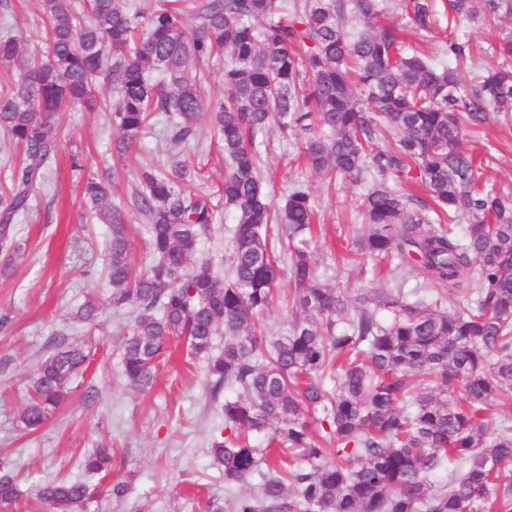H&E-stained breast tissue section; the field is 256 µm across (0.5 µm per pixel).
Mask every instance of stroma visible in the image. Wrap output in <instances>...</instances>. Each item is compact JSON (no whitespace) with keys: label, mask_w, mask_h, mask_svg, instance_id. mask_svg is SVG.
Masks as SVG:
<instances>
[{"label":"stroma","mask_w":512,"mask_h":512,"mask_svg":"<svg viewBox=\"0 0 512 512\" xmlns=\"http://www.w3.org/2000/svg\"><path fill=\"white\" fill-rule=\"evenodd\" d=\"M40 16V0H0V37L15 38L27 54L46 52ZM466 138L488 160L483 182L512 197V121L490 118ZM267 139L262 173L276 186L273 205L283 204L298 177L315 198L318 219L311 245L322 257L318 281L363 294L391 287L397 267L342 258L361 226L357 207L368 181L349 180L335 192H323L319 177L297 174L294 158L302 136L285 140L274 127ZM111 142L105 113L81 106L67 113L64 139L50 170L53 189L37 192L35 208L16 227L25 258L9 277L0 276V358L10 362L8 371L0 372V452L12 454L26 474L18 502L0 507V512H47L35 495L36 486L51 479L82 478L81 457L102 441L113 448L112 474L98 483L87 512H197L199 500L221 501L226 494L248 491L244 485L225 489L224 474L210 455V440L224 420L205 383V359L189 365L183 353H175L160 366L150 390L132 392L121 375V327L109 311L99 326L74 332L75 340L90 345L91 355L86 373L72 379L57 412L35 431L16 427L22 396L49 353L51 334L65 328L85 294L108 290L103 262L108 228L84 223L83 176L71 171L68 157L71 151L83 152L90 159L88 172L97 173L112 163ZM163 148L161 140L150 137L127 154L124 173L112 186L114 203L128 204L143 158ZM115 481L131 487L124 501L110 494Z\"/></svg>","instance_id":"1"}]
</instances>
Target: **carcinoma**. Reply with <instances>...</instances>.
<instances>
[{
  "mask_svg": "<svg viewBox=\"0 0 512 512\" xmlns=\"http://www.w3.org/2000/svg\"><path fill=\"white\" fill-rule=\"evenodd\" d=\"M41 0L48 53L25 57L0 39V61L15 62L17 87L0 94V133L22 148L0 182V275L24 249L15 225L34 208L55 161L64 112L96 108L93 88L112 84L106 104L115 137L112 173L152 134L164 114L169 148L198 139L202 84L224 69V101L211 130L224 147V183L206 190V165L150 162L138 173L136 213L146 220L152 263L131 261L125 212L112 203L110 175L84 181L89 220L109 227L104 257L109 294L87 295L70 328L102 313L128 311L121 345L128 389H149L170 343L206 359L212 398L224 395V435L211 455L228 485L254 482L230 506L204 512H512V426H492L493 403L512 401V203L480 178L482 163L463 143V126L512 112V29L477 63L452 36L436 54L408 49L402 21L425 36L442 22L481 27L512 19V0ZM304 133L305 164L327 185L366 179L364 230L352 260L398 259L419 287L374 298L321 285L320 256L307 234L315 200L293 185L279 213L261 176L268 130ZM420 183L432 205L413 204L397 178ZM231 249L200 251L224 212ZM469 219L464 240L442 223ZM289 246L292 313L270 339L260 320L280 279L278 247ZM475 275H470L471 269ZM453 289L465 305L448 311L428 288ZM224 334V348L215 338ZM16 426L34 431L68 395L85 366V345L65 331L50 338ZM436 385L407 400L409 378ZM459 393L455 399L450 395ZM320 411L317 432L308 421ZM456 465L448 483L428 475ZM81 469L107 477L112 449L86 454ZM96 487L85 480L42 483L49 512H82ZM20 495L18 472L0 456V505Z\"/></svg>",
  "mask_w": 512,
  "mask_h": 512,
  "instance_id": "carcinoma-1",
  "label": "carcinoma"
}]
</instances>
